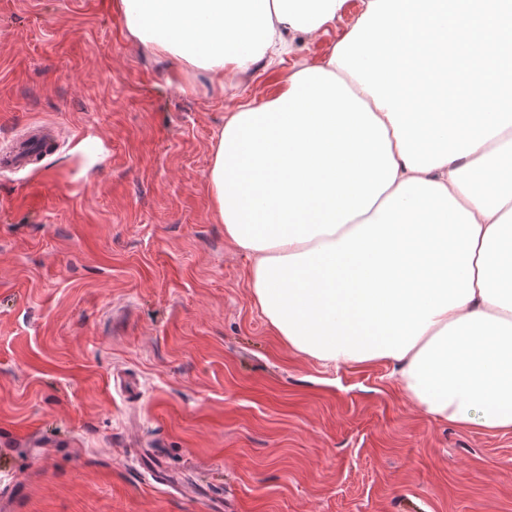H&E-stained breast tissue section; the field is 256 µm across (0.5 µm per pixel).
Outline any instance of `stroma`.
<instances>
[{
    "label": "stroma",
    "mask_w": 512,
    "mask_h": 512,
    "mask_svg": "<svg viewBox=\"0 0 512 512\" xmlns=\"http://www.w3.org/2000/svg\"><path fill=\"white\" fill-rule=\"evenodd\" d=\"M362 0L237 88L146 54L117 0H0V492L16 512H512V432L433 421L383 364L288 350L208 175L224 117L322 61ZM138 382L128 398L121 384ZM44 132L49 136L41 134ZM61 143L60 134L52 126L33 125L27 128L22 136L16 138L8 149H0V172L24 171L37 160L34 157L38 153L43 152L46 156L56 151Z\"/></svg>",
    "instance_id": "35a3bbf8"
}]
</instances>
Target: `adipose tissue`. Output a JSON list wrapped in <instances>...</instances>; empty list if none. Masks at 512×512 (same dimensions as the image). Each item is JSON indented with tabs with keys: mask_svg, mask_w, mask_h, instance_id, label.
<instances>
[{
	"mask_svg": "<svg viewBox=\"0 0 512 512\" xmlns=\"http://www.w3.org/2000/svg\"><path fill=\"white\" fill-rule=\"evenodd\" d=\"M346 0H120L142 50L232 80L271 68ZM209 185L248 254L255 306L289 350L391 366L442 423L512 431V126L410 170L388 116L346 70L288 75L224 119Z\"/></svg>",
	"mask_w": 512,
	"mask_h": 512,
	"instance_id": "adipose-tissue-1",
	"label": "adipose tissue"
}]
</instances>
